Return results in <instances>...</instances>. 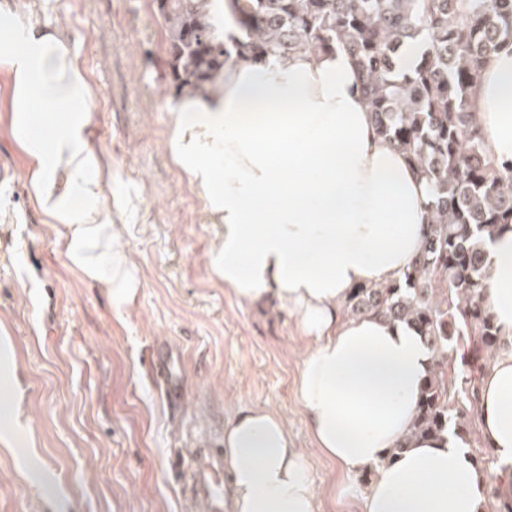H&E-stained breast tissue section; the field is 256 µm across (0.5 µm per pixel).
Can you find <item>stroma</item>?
<instances>
[{"mask_svg":"<svg viewBox=\"0 0 512 512\" xmlns=\"http://www.w3.org/2000/svg\"><path fill=\"white\" fill-rule=\"evenodd\" d=\"M64 29L94 89L91 140L112 161L109 204L138 269L117 310L44 223L31 163L8 123L0 72V512H209L192 472L240 410L281 415L308 454L318 512H360L368 484L315 446L297 398L294 316L239 304L207 264L214 227L175 162L174 98L154 0H0ZM166 364L170 380L158 377Z\"/></svg>","mask_w":512,"mask_h":512,"instance_id":"stroma-1","label":"stroma"}]
</instances>
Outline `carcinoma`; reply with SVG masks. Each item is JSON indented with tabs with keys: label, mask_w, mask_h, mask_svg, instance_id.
<instances>
[{
	"label": "carcinoma",
	"mask_w": 512,
	"mask_h": 512,
	"mask_svg": "<svg viewBox=\"0 0 512 512\" xmlns=\"http://www.w3.org/2000/svg\"><path fill=\"white\" fill-rule=\"evenodd\" d=\"M180 97L215 86L231 58L264 63L305 50L342 49L355 60L379 135L432 185L420 250L400 279L352 289L343 312L412 326L432 352L413 438L452 437L493 451L479 433V385L502 341L480 292L487 239L512 231V167L497 169L471 118L470 93L485 60L512 50V0H228L239 27L224 41L214 0H155ZM409 44L414 64L400 66Z\"/></svg>",
	"instance_id": "carcinoma-1"
}]
</instances>
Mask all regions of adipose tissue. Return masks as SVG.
<instances>
[{
	"instance_id": "ef3b65f1",
	"label": "adipose tissue",
	"mask_w": 512,
	"mask_h": 512,
	"mask_svg": "<svg viewBox=\"0 0 512 512\" xmlns=\"http://www.w3.org/2000/svg\"><path fill=\"white\" fill-rule=\"evenodd\" d=\"M11 128L32 161L46 223L114 308L138 270L104 204L109 163L91 142L93 90L62 34L22 14L0 25ZM470 110L496 166H512V52L491 55ZM171 150L222 225L213 272L247 305L294 313L306 342L297 392L317 448L347 477L374 471L362 512H489L512 499V231L488 245L482 302L504 340L481 379L479 422L497 480L451 438L387 461L412 426L431 352L415 329L342 306L352 288L400 277L417 255L431 185L380 137L343 51L229 62L212 91L173 105ZM235 512H317L307 457L282 417L239 413L224 428Z\"/></svg>"
}]
</instances>
